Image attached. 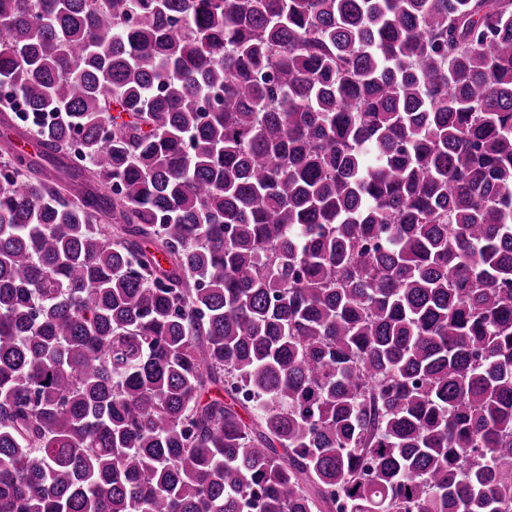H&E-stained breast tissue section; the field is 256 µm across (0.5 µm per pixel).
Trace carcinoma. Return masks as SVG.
Returning a JSON list of instances; mask_svg holds the SVG:
<instances>
[{"instance_id": "cac0c4a2", "label": "carcinoma", "mask_w": 512, "mask_h": 512, "mask_svg": "<svg viewBox=\"0 0 512 512\" xmlns=\"http://www.w3.org/2000/svg\"><path fill=\"white\" fill-rule=\"evenodd\" d=\"M0 82V512H512V0H0Z\"/></svg>"}]
</instances>
